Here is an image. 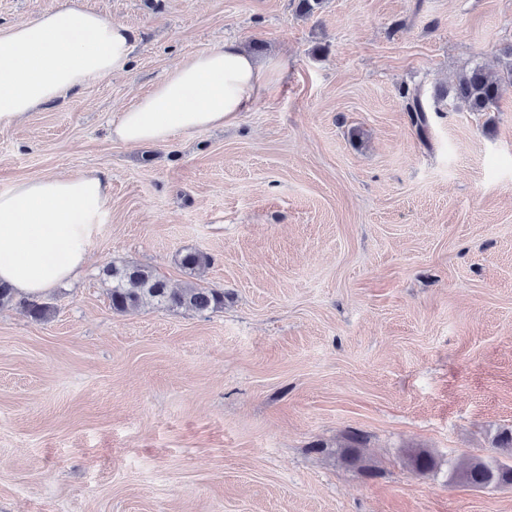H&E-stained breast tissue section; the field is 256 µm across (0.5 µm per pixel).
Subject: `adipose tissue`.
Segmentation results:
<instances>
[{
  "label": "adipose tissue",
  "mask_w": 512,
  "mask_h": 512,
  "mask_svg": "<svg viewBox=\"0 0 512 512\" xmlns=\"http://www.w3.org/2000/svg\"><path fill=\"white\" fill-rule=\"evenodd\" d=\"M131 33L80 0L0 29V129L86 84L126 70ZM287 71L240 44L184 58L120 113L113 138L162 144L177 135L238 122ZM98 170L34 176L0 191V284L36 299L75 278L89 254L109 199Z\"/></svg>",
  "instance_id": "obj_1"
}]
</instances>
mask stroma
<instances>
[{"label": "stroma", "mask_w": 512, "mask_h": 512, "mask_svg": "<svg viewBox=\"0 0 512 512\" xmlns=\"http://www.w3.org/2000/svg\"><path fill=\"white\" fill-rule=\"evenodd\" d=\"M81 2L130 29L128 70L0 129V191L110 176L48 318L0 308V512H512V487L448 482L512 429V85L488 112L435 98L498 69L512 0ZM227 40L288 61L237 124L112 139ZM189 249L223 308L113 311L107 265L174 288ZM178 261L183 269L189 271L190 275H195L208 268L211 265L212 258L206 252L194 250L179 253Z\"/></svg>", "instance_id": "stroma-1"}]
</instances>
